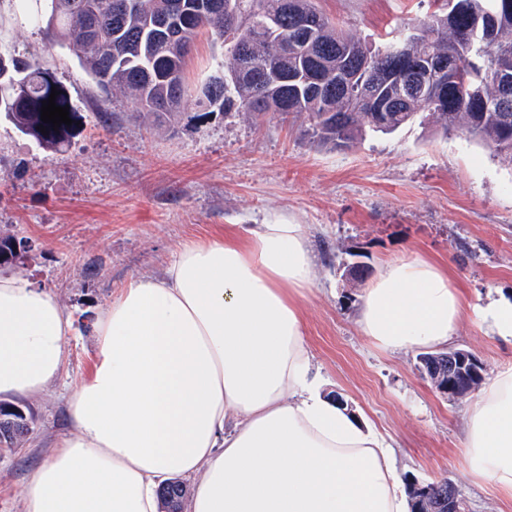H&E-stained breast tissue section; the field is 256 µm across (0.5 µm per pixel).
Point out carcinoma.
<instances>
[{
    "mask_svg": "<svg viewBox=\"0 0 512 512\" xmlns=\"http://www.w3.org/2000/svg\"><path fill=\"white\" fill-rule=\"evenodd\" d=\"M44 2L33 19L101 90L119 87L133 96L150 126L177 124L192 104L204 109L194 118H205L230 100L255 118L272 112L302 120L300 133L313 144L349 148L368 131L390 133L425 113L444 134L465 128L512 164V111L486 107L498 95L490 76L512 75V0H455L378 47L340 28L315 0H127L124 10L113 9L115 0ZM202 29L225 52L222 75L195 96L185 66ZM392 47L407 65L443 63L448 71L427 93L392 107L402 94L398 76L383 65ZM345 73L363 88L354 104L327 89ZM53 87L56 105L70 104L38 63L0 56V112L45 148L67 142L73 129L41 120Z\"/></svg>",
    "mask_w": 512,
    "mask_h": 512,
    "instance_id": "cac0c4a2",
    "label": "carcinoma"
}]
</instances>
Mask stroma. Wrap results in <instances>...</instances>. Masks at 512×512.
Listing matches in <instances>:
<instances>
[{
  "mask_svg": "<svg viewBox=\"0 0 512 512\" xmlns=\"http://www.w3.org/2000/svg\"><path fill=\"white\" fill-rule=\"evenodd\" d=\"M316 5L375 46L438 8L436 0ZM0 53L39 61L76 109L58 151L0 112V236L30 241L13 271L51 291L73 322L59 376L19 401L28 433L0 448V512H24L31 474L70 430L67 399L91 373L97 312L130 278L163 276L182 244L282 217L306 225L315 256L302 313L328 393L394 440L402 478L455 482L466 512H512V498L469 474L461 444L468 401L437 393L417 351L393 354L361 334L365 283L348 276L356 263L375 275L405 252L436 260L468 302L453 348L472 352L489 377L512 365V343L487 333L475 312L488 296H512L511 164L428 124L370 132L351 148L317 146L279 115L255 122L234 106L150 131L132 96L102 92L15 0H0ZM221 53L210 33L197 35L186 65L193 91L216 75Z\"/></svg>",
  "mask_w": 512,
  "mask_h": 512,
  "instance_id": "stroma-1",
  "label": "stroma"
}]
</instances>
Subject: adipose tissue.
<instances>
[{
	"mask_svg": "<svg viewBox=\"0 0 512 512\" xmlns=\"http://www.w3.org/2000/svg\"><path fill=\"white\" fill-rule=\"evenodd\" d=\"M305 225L236 224L185 244L164 277L129 280L93 323L96 359L68 398L71 430L29 479L24 512H159L196 479L189 512H407L384 436L313 371L299 299ZM464 295L437 261H384L358 323L384 350L447 345ZM72 322L57 298L0 274V398L59 375ZM472 475L512 496V367L468 409Z\"/></svg>",
	"mask_w": 512,
	"mask_h": 512,
	"instance_id": "1",
	"label": "adipose tissue"
}]
</instances>
